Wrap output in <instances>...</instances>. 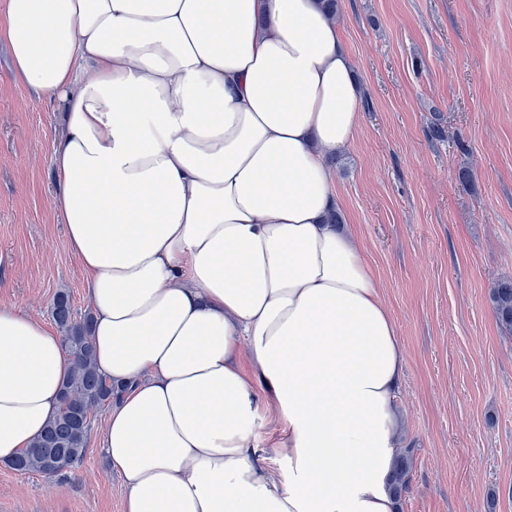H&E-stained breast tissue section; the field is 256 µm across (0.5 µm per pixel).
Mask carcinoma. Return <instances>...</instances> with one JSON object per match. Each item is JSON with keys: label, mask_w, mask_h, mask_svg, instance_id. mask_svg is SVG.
<instances>
[{"label": "carcinoma", "mask_w": 512, "mask_h": 512, "mask_svg": "<svg viewBox=\"0 0 512 512\" xmlns=\"http://www.w3.org/2000/svg\"><path fill=\"white\" fill-rule=\"evenodd\" d=\"M493 310L497 321L512 332V280H501L492 288ZM52 317L63 333L64 346L73 357L74 369L60 390L61 409L34 444L10 462L22 474L41 473L58 476L74 468L87 449L92 425L89 415L112 403L117 388L101 375L95 362L92 342L93 317L74 315L69 294H56ZM410 482L408 457L403 455L393 477L395 494L407 489Z\"/></svg>", "instance_id": "1"}]
</instances>
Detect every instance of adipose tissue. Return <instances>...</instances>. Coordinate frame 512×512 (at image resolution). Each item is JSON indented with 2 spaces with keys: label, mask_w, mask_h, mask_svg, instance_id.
I'll return each instance as SVG.
<instances>
[{
  "label": "adipose tissue",
  "mask_w": 512,
  "mask_h": 512,
  "mask_svg": "<svg viewBox=\"0 0 512 512\" xmlns=\"http://www.w3.org/2000/svg\"><path fill=\"white\" fill-rule=\"evenodd\" d=\"M63 104L54 200L85 273L123 512H396L403 345L328 167L361 89L322 0H6ZM62 337L0 306V463L58 413ZM282 424L278 477L259 406ZM260 455L265 458V463L278 475H286L288 463L277 448H272L280 432V424L273 412L266 404H260Z\"/></svg>",
  "instance_id": "obj_1"
}]
</instances>
